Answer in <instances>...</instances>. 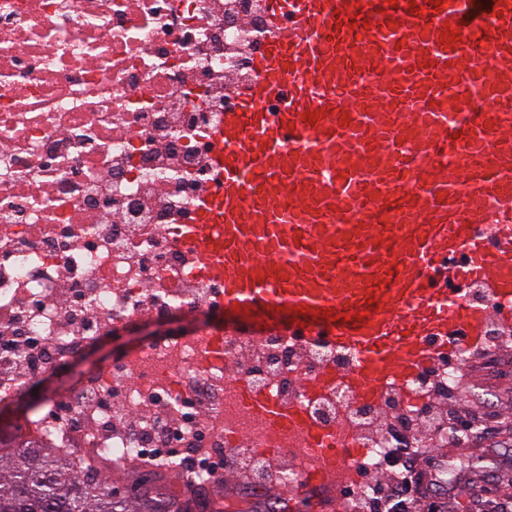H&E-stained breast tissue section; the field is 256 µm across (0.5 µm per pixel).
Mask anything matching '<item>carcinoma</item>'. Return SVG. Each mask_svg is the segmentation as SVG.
<instances>
[{
  "instance_id": "cac0c4a2",
  "label": "carcinoma",
  "mask_w": 512,
  "mask_h": 512,
  "mask_svg": "<svg viewBox=\"0 0 512 512\" xmlns=\"http://www.w3.org/2000/svg\"><path fill=\"white\" fill-rule=\"evenodd\" d=\"M0 512H191L147 481L85 484L49 448L0 454Z\"/></svg>"
}]
</instances>
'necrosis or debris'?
I'll list each match as a JSON object with an SVG mask.
<instances>
[{"instance_id": "1", "label": "necrosis or debris", "mask_w": 512, "mask_h": 512, "mask_svg": "<svg viewBox=\"0 0 512 512\" xmlns=\"http://www.w3.org/2000/svg\"><path fill=\"white\" fill-rule=\"evenodd\" d=\"M263 34L260 0H0V402L98 336L168 326L43 401L1 448L53 449L83 481L128 477L134 461L199 495L259 469L253 497L284 512L269 483L295 491L303 476L272 454L285 436L226 384L229 362L253 390L357 439L370 475L340 512L377 503L383 475H412L402 447L458 436L427 425V373L379 406L339 379L308 395L301 376L352 355L194 322L215 291L183 232L213 181L210 135Z\"/></svg>"}]
</instances>
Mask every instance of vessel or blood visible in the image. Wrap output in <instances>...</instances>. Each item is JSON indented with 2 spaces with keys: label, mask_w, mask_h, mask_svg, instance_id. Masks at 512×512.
<instances>
[{
  "label": "vessel or blood",
  "mask_w": 512,
  "mask_h": 512,
  "mask_svg": "<svg viewBox=\"0 0 512 512\" xmlns=\"http://www.w3.org/2000/svg\"><path fill=\"white\" fill-rule=\"evenodd\" d=\"M262 7L254 78L208 156L220 183L184 237L214 319L287 318L296 341L352 353L345 380L376 404L456 341L512 328V0ZM228 381L308 483H352L345 426Z\"/></svg>",
  "instance_id": "obj_1"
}]
</instances>
